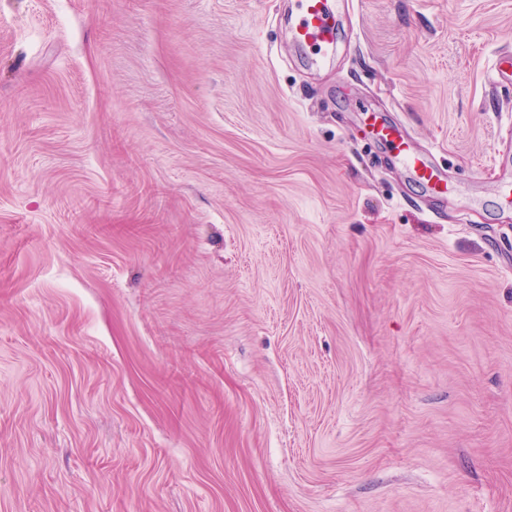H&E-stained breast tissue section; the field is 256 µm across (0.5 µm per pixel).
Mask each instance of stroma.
<instances>
[{
	"mask_svg": "<svg viewBox=\"0 0 512 512\" xmlns=\"http://www.w3.org/2000/svg\"><path fill=\"white\" fill-rule=\"evenodd\" d=\"M344 8L0 0V512H512V0ZM288 16V34L294 46L310 63L319 64L332 56L340 42L341 0H293ZM359 111L364 112L363 124L368 135L394 151L411 177L432 192L444 193L449 190L444 174L432 165L425 153L414 148L399 126L387 122L378 112H371L365 105L360 106Z\"/></svg>",
	"mask_w": 512,
	"mask_h": 512,
	"instance_id": "obj_1",
	"label": "stroma"
}]
</instances>
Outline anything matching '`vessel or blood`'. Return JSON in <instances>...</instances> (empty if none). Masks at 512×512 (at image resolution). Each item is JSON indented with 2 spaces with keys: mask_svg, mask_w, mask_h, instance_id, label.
<instances>
[{
  "mask_svg": "<svg viewBox=\"0 0 512 512\" xmlns=\"http://www.w3.org/2000/svg\"><path fill=\"white\" fill-rule=\"evenodd\" d=\"M342 0H294L288 17V34L294 46L310 63L319 64L332 56L339 44ZM363 124L368 135L400 157L405 170L430 191L444 193L449 184L428 156L418 152L402 129L376 112H365Z\"/></svg>",
  "mask_w": 512,
  "mask_h": 512,
  "instance_id": "b4317fda",
  "label": "vessel or blood"
}]
</instances>
